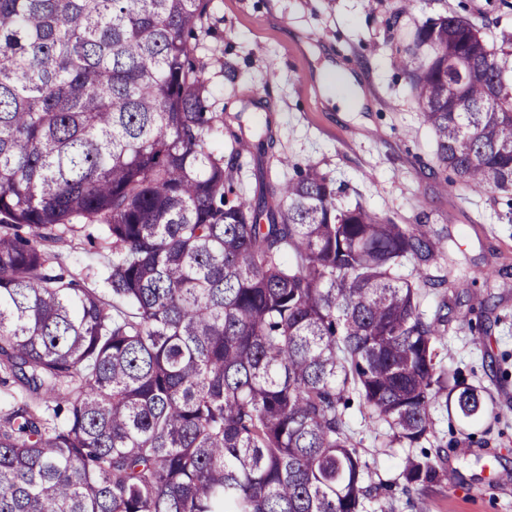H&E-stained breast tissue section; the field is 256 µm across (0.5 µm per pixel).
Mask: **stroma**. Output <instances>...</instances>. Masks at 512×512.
Segmentation results:
<instances>
[{"label":"stroma","instance_id":"35a3bbf8","mask_svg":"<svg viewBox=\"0 0 512 512\" xmlns=\"http://www.w3.org/2000/svg\"><path fill=\"white\" fill-rule=\"evenodd\" d=\"M451 13L476 22L485 39L502 46L512 36V0H211L199 57L214 111L243 113V135L270 131L273 152L243 159L247 191L260 181L293 176L317 164L345 187L346 202L399 224L427 217L445 251L430 274L448 285L432 289L421 308L434 314L448 303L449 371L482 386L493 411L462 422L445 408L434 413L437 445L429 451L386 448L384 425L349 420L372 482L391 484L389 512H512V224L508 197L471 193L447 183L436 166L435 142L396 58L427 17ZM399 14L397 27L385 22ZM235 80L224 77L226 67ZM349 71L365 105L343 112L327 97L335 69ZM290 166H282L280 157ZM429 454L441 483L411 495L402 491L407 456ZM499 481H491V472Z\"/></svg>","mask_w":512,"mask_h":512}]
</instances>
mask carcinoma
<instances>
[{
  "label": "carcinoma",
  "mask_w": 512,
  "mask_h": 512,
  "mask_svg": "<svg viewBox=\"0 0 512 512\" xmlns=\"http://www.w3.org/2000/svg\"><path fill=\"white\" fill-rule=\"evenodd\" d=\"M209 2L0 0V512H363L389 485L353 400L388 448L431 443L444 398L490 412L443 364L446 303L421 310L446 285L426 222L344 204L311 163L237 189L273 141H209ZM398 66L439 169L512 193V50L445 13ZM75 233L101 288L67 266Z\"/></svg>",
  "instance_id": "cac0c4a2"
}]
</instances>
